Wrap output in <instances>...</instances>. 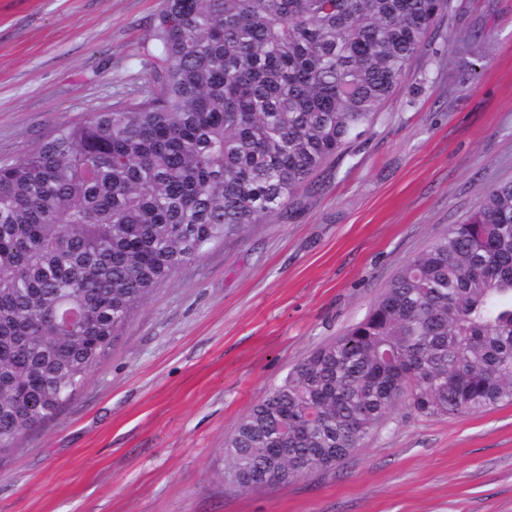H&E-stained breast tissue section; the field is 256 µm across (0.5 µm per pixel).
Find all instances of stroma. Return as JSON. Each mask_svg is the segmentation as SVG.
<instances>
[{
  "mask_svg": "<svg viewBox=\"0 0 512 512\" xmlns=\"http://www.w3.org/2000/svg\"><path fill=\"white\" fill-rule=\"evenodd\" d=\"M160 0H0V162L138 78ZM482 31L464 80L459 40ZM512 180V0L439 23L371 131L271 223L182 267L76 398L0 456V512H512V404H400L335 468L224 491V438L390 278Z\"/></svg>",
  "mask_w": 512,
  "mask_h": 512,
  "instance_id": "obj_1",
  "label": "stroma"
}]
</instances>
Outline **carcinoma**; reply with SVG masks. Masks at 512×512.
Instances as JSON below:
<instances>
[{"mask_svg": "<svg viewBox=\"0 0 512 512\" xmlns=\"http://www.w3.org/2000/svg\"><path fill=\"white\" fill-rule=\"evenodd\" d=\"M461 7L161 0L140 84L0 164V454L76 397L179 268L315 186ZM403 399L425 417L512 404V180L236 423L225 491L335 467Z\"/></svg>", "mask_w": 512, "mask_h": 512, "instance_id": "obj_1", "label": "carcinoma"}]
</instances>
